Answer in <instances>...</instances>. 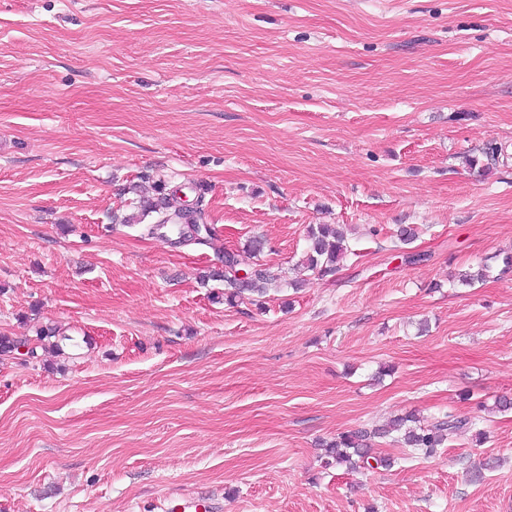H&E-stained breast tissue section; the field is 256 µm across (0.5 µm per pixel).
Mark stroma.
Wrapping results in <instances>:
<instances>
[{
	"label": "stroma",
	"instance_id": "35a3bbf8",
	"mask_svg": "<svg viewBox=\"0 0 512 512\" xmlns=\"http://www.w3.org/2000/svg\"><path fill=\"white\" fill-rule=\"evenodd\" d=\"M160 179L213 239L114 223ZM510 255L512 0H0V512H512ZM410 411L487 440L325 467ZM348 248L342 224H311L306 232V249L301 266L320 276L334 273ZM239 264L238 254L234 251H225L224 270L204 272L200 276L202 284L210 280L224 281V299L229 305H234L236 299L241 298L243 294L266 293L269 285L280 281L278 268L265 263L254 264L245 271L243 278H239L236 276L241 271Z\"/></svg>",
	"mask_w": 512,
	"mask_h": 512
}]
</instances>
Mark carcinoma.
I'll return each instance as SVG.
<instances>
[{"instance_id": "carcinoma-1", "label": "carcinoma", "mask_w": 512, "mask_h": 512, "mask_svg": "<svg viewBox=\"0 0 512 512\" xmlns=\"http://www.w3.org/2000/svg\"><path fill=\"white\" fill-rule=\"evenodd\" d=\"M156 197L138 196L131 199L129 206L132 212L121 219V223L140 225L146 219L149 233L154 235L163 230L170 233L179 231V223L187 219L184 208L174 205L164 193L162 183L155 184ZM348 248L345 244V232L341 224H311L306 232V249L303 253L301 266L320 276L336 271ZM238 254L233 251L224 252V269L210 270L200 276L201 282L210 280L224 282V299L233 305L236 299L249 294H263L268 286L280 281L279 270L265 263L256 264L245 271V276L237 277L240 272ZM491 266L482 264L474 271L459 276V282L470 285L484 281L489 277ZM477 419L445 413L434 418L428 425H420L412 413L393 419L390 424L373 430L356 429L336 435L322 443L324 447V466L344 467L356 471L369 463L371 458L370 441L374 438H386L397 434L396 442L407 448H413L429 456L436 449L443 447L448 436L461 432H470L478 443L486 439L485 432L476 428Z\"/></svg>"}]
</instances>
